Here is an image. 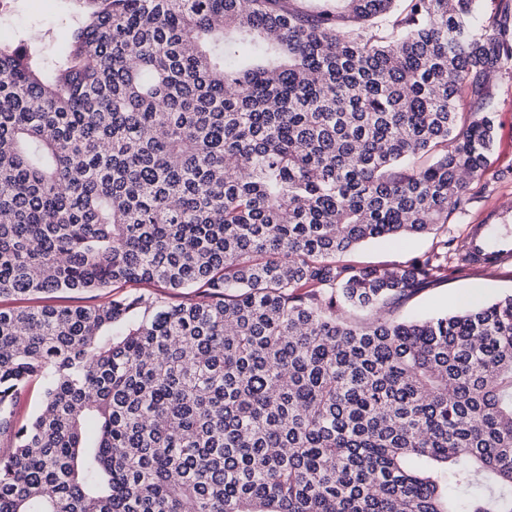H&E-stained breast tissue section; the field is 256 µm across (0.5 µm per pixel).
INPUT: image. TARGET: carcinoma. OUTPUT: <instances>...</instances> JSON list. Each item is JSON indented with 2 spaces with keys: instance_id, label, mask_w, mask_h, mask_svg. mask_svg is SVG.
I'll use <instances>...</instances> for the list:
<instances>
[{
  "instance_id": "obj_1",
  "label": "carcinoma",
  "mask_w": 512,
  "mask_h": 512,
  "mask_svg": "<svg viewBox=\"0 0 512 512\" xmlns=\"http://www.w3.org/2000/svg\"><path fill=\"white\" fill-rule=\"evenodd\" d=\"M0 44V512H512V295L377 314L487 171L483 0H74ZM480 101L459 112L462 92ZM34 382L44 385L22 412ZM112 289H114V291H112ZM110 290L111 293H165L168 296V300L172 303L187 302L194 298V293H189V291L172 292L167 288H162L159 284H127L124 286V288H110ZM108 298L99 292H59L40 294L31 300L14 301L11 297H0V308L38 305H92L106 301Z\"/></svg>"
}]
</instances>
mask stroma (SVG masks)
<instances>
[{"instance_id":"stroma-1","label":"stroma","mask_w":512,"mask_h":512,"mask_svg":"<svg viewBox=\"0 0 512 512\" xmlns=\"http://www.w3.org/2000/svg\"><path fill=\"white\" fill-rule=\"evenodd\" d=\"M35 32L44 37V56L53 60L71 40L64 0H14L12 12L0 14V42L17 41ZM488 90L494 110L495 143L488 170L467 187V204L452 211L435 233L370 241L343 255V262L358 267H399L421 258L440 241L463 243L469 225L477 222L510 224L502 213L512 205V62L490 76ZM512 295V266L501 269L461 267L449 263L439 279L423 284L413 296L385 309L386 318H417L446 313L472 302H489Z\"/></svg>"}]
</instances>
